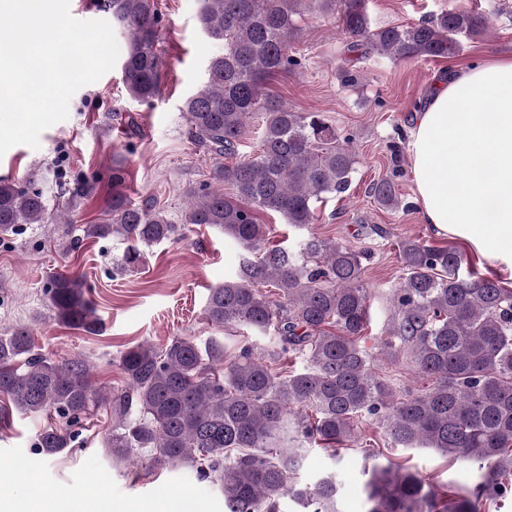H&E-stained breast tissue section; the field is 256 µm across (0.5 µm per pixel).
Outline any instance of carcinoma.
<instances>
[{
	"mask_svg": "<svg viewBox=\"0 0 512 512\" xmlns=\"http://www.w3.org/2000/svg\"><path fill=\"white\" fill-rule=\"evenodd\" d=\"M315 7L338 14L351 48L392 62L453 57L460 38L490 27L472 8L373 30L365 0H200V28L224 51L209 61L206 81L186 98L184 112L194 142L217 160L214 184L189 191L184 223L174 224L154 197L128 198L123 170L115 169L104 217L80 231L84 239L126 244L123 269L137 268L143 249L174 239L186 224L233 238L246 254L234 278L210 289L204 307L206 320L224 335L129 348L121 359L125 390L112 399L93 386L83 360L50 362L34 353L28 330L16 328L0 336V396L9 401L0 413L75 419L108 406L113 459L131 462L146 450L158 467L186 466L223 493L224 512H279L284 497L313 512H336L335 473L312 486L296 473L313 445L333 458L362 447L358 422L373 418L391 446L472 460L480 481L471 493L441 492L416 471L375 461L364 470L367 512H492L512 493V289L463 272L465 258L455 249L400 239L404 275L391 296L384 346L402 353L422 381L402 392L374 373L362 346L370 318L363 252L312 232L296 251L268 247L259 214H278L306 230L316 219L314 201L344 193L355 170L353 149L340 143L322 113L295 112L265 92L269 80L299 65L288 49L299 19ZM105 8L128 39L121 63L126 91L150 103L160 89L157 0H105ZM256 113L258 153L227 162ZM95 189L96 181L84 179L66 192L87 198ZM370 194L385 209L399 208L388 179L373 183ZM47 211L43 192L0 179L1 236L45 223ZM263 286L273 287V295ZM47 295L59 320L98 330L83 282L57 274ZM244 329L270 338V348L229 349L228 334ZM288 355L300 367L279 370ZM69 442L60 428L38 435L46 456Z\"/></svg>",
	"mask_w": 512,
	"mask_h": 512,
	"instance_id": "1",
	"label": "carcinoma"
}]
</instances>
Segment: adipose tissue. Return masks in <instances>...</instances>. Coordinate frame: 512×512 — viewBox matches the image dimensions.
<instances>
[{"instance_id": "1", "label": "adipose tissue", "mask_w": 512, "mask_h": 512, "mask_svg": "<svg viewBox=\"0 0 512 512\" xmlns=\"http://www.w3.org/2000/svg\"><path fill=\"white\" fill-rule=\"evenodd\" d=\"M480 101L486 111H477ZM407 147L424 222L500 260L512 275V57L436 79Z\"/></svg>"}]
</instances>
